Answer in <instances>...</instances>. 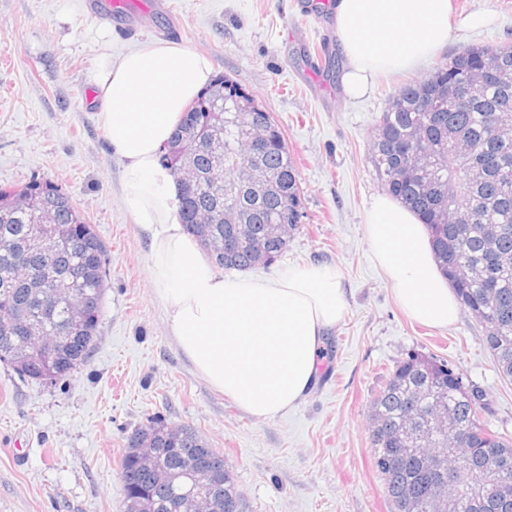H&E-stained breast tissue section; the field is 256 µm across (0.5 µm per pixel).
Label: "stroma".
I'll use <instances>...</instances> for the list:
<instances>
[{"label":"stroma","instance_id":"obj_1","mask_svg":"<svg viewBox=\"0 0 512 512\" xmlns=\"http://www.w3.org/2000/svg\"><path fill=\"white\" fill-rule=\"evenodd\" d=\"M120 36L85 0H0V185L58 184L107 251L97 340L84 365L45 385L0 363V512H125L120 459L149 418L192 428L224 458L247 512H394L372 465L368 408L396 364L446 360L487 395V420L512 437L503 381L468 313L448 327L409 319L373 262L365 213L384 188L371 164L375 129L401 83L471 45L512 44V0H451L447 46L413 69L377 75L367 96L343 88L331 6L316 0H162ZM495 15L471 30V13ZM208 56L271 112L296 160L304 226L275 262L329 264L348 306L325 341L316 380L293 408L251 416L215 391L181 352L149 287L143 234L122 199L124 162L99 123L96 81L152 41ZM319 69H312V62Z\"/></svg>","mask_w":512,"mask_h":512}]
</instances>
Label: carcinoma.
<instances>
[{
    "mask_svg": "<svg viewBox=\"0 0 512 512\" xmlns=\"http://www.w3.org/2000/svg\"><path fill=\"white\" fill-rule=\"evenodd\" d=\"M494 68L501 80L476 90L468 107L441 100L448 84L475 69ZM248 102L266 120L265 149L253 158L264 188L256 195L238 194L232 221L246 233L247 244L224 251V193L218 182L232 177L224 155L247 157L246 131L234 124L237 107ZM512 120V45L469 46L433 67L425 78L403 83L392 96L376 128L371 162L386 191L424 220L437 259L456 291L461 307L484 328L483 346L494 356L501 377L512 380V134H501L499 117ZM186 138L227 142V149L184 155L177 150ZM469 145L467 154L448 152V139ZM401 142L429 151L423 174L413 180L400 177ZM162 164L172 173L192 167L200 175L191 188H181L178 207L183 224L206 252L210 262L224 270L255 267L261 248L270 264L288 248L277 233L286 224L302 227L298 170L284 134L271 115L239 83L220 75L186 107L172 139L164 146ZM461 213L466 224H444V215ZM46 236L56 267L42 271L26 246L35 233ZM58 278L73 283L85 315L70 324L71 300L64 299L54 314L43 317L32 298L55 286ZM106 279V250L94 226L61 188L37 179L0 186V335L3 319L14 310L27 315L34 336L64 332L56 356L43 364L27 355L30 344L22 338L10 350L0 349V362L22 379L53 384L87 359L97 338ZM483 390L464 382L448 362L411 353L399 361L368 410L374 465L386 497L395 512L412 499L420 512H512L492 507L498 500L488 480L489 465L477 455L454 456L460 431H471L472 448H508L512 439L491 429ZM147 440L155 449L151 463L123 455L125 497L143 498L149 512H171L174 500L191 485L190 462L208 443L194 430L171 440L162 420ZM414 430L399 462L388 464L401 438ZM447 450L448 465L457 472L452 497L438 499L429 489L421 449L426 444ZM169 480L158 483L154 471ZM196 490L214 503V512H246L229 471Z\"/></svg>",
    "mask_w": 512,
    "mask_h": 512,
    "instance_id": "cac0c4a2",
    "label": "carcinoma"
}]
</instances>
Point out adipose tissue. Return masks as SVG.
Instances as JSON below:
<instances>
[{
	"mask_svg": "<svg viewBox=\"0 0 512 512\" xmlns=\"http://www.w3.org/2000/svg\"><path fill=\"white\" fill-rule=\"evenodd\" d=\"M449 14L450 0H338L345 92L364 96L375 73L412 68L440 52ZM211 75L202 54L168 42L146 44L103 73L99 119L125 161L124 202L149 242L151 288L182 352L213 388L252 416L270 418L309 392L326 332L345 310L346 290L338 269L328 265L291 267L271 280L209 269L180 221V186L160 154ZM365 230L405 313L428 326L453 323L460 305L420 219L381 194Z\"/></svg>",
	"mask_w": 512,
	"mask_h": 512,
	"instance_id": "adipose-tissue-1",
	"label": "adipose tissue"
}]
</instances>
